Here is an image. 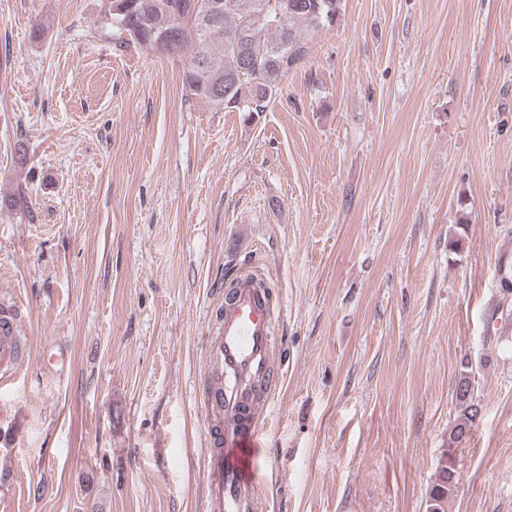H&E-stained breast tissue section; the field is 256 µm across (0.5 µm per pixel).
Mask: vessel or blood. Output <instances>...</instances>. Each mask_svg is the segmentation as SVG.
<instances>
[{"mask_svg": "<svg viewBox=\"0 0 512 512\" xmlns=\"http://www.w3.org/2000/svg\"><path fill=\"white\" fill-rule=\"evenodd\" d=\"M280 316L255 277L242 271L207 338L199 385L207 441L205 512H266L256 473L259 421L282 379L276 363ZM23 318L17 304H0V379L11 376L25 355Z\"/></svg>", "mask_w": 512, "mask_h": 512, "instance_id": "vessel-or-blood-1", "label": "vessel or blood"}]
</instances>
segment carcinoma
I'll return each instance as SVG.
<instances>
[{
  "label": "carcinoma",
  "instance_id": "carcinoma-1",
  "mask_svg": "<svg viewBox=\"0 0 512 512\" xmlns=\"http://www.w3.org/2000/svg\"><path fill=\"white\" fill-rule=\"evenodd\" d=\"M341 0H110L103 7L123 42L148 45L175 58L193 48L182 84L193 97L228 112H262L281 77L304 59L302 34L290 22L314 27L336 19ZM274 36H269V33ZM461 413L449 433L448 456L431 486L430 512H445L457 487L453 445L470 434L480 414L470 377L455 384Z\"/></svg>",
  "mask_w": 512,
  "mask_h": 512
}]
</instances>
